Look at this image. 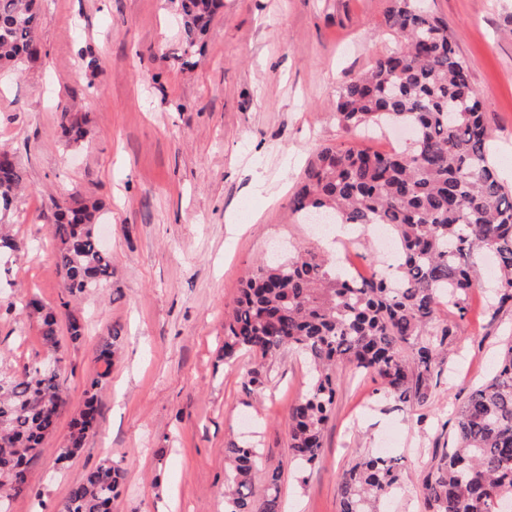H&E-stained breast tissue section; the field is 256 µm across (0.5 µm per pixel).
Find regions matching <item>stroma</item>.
I'll return each mask as SVG.
<instances>
[{
	"mask_svg": "<svg viewBox=\"0 0 512 512\" xmlns=\"http://www.w3.org/2000/svg\"><path fill=\"white\" fill-rule=\"evenodd\" d=\"M448 24L492 130L494 160L512 182V0H423ZM41 60L0 71V149L25 181L7 222L19 244L0 263V372L45 356L39 329L19 300L59 309L62 275L43 219L50 198L75 192L102 209L99 233L112 278L72 300L85 325L70 342L66 323L60 385L69 407L28 466L31 493L8 512H59L72 486L103 461L120 464L112 512H224L229 442L259 441L255 489L280 470L284 512H339L344 471L394 441L402 484L381 512H424L421 482L455 408L486 382L512 341V308L494 309L473 290L465 314L441 305L454 330L428 404L382 399L379 379L337 364L338 388L311 470L288 457V411L305 393L308 366L291 350L269 361L260 391L246 382L252 361L225 363L224 314L245 278L273 250L341 256L374 272L384 253L370 233L344 224L331 236L295 221L290 201L318 148L345 143L380 152L409 148L387 128L342 133L339 88L397 48L387 0H224L209 32L180 59L175 0H39ZM93 51L101 68L83 56ZM89 131L79 146L60 137L61 106ZM118 335L111 369L95 360ZM105 373L95 432L67 464L72 411Z\"/></svg>",
	"mask_w": 512,
	"mask_h": 512,
	"instance_id": "1",
	"label": "stroma"
}]
</instances>
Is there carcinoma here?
<instances>
[{"instance_id":"obj_1","label":"carcinoma","mask_w":512,"mask_h":512,"mask_svg":"<svg viewBox=\"0 0 512 512\" xmlns=\"http://www.w3.org/2000/svg\"><path fill=\"white\" fill-rule=\"evenodd\" d=\"M223 0H179L183 56L207 32ZM389 26L404 43L365 74L340 87L336 122L344 130L394 122L413 130L408 152L380 153L343 143L320 148L292 199L302 217L337 216L343 224H383L397 246L389 279L359 280L343 265L303 249L260 264L245 281L224 321V361L251 354L246 373L256 389L269 381L266 360L288 347L309 361V385L288 413L293 460L307 470L318 461L324 427L337 391L339 362L372 372L386 398L425 405L434 373L447 353L452 329L436 322L448 300L458 312L482 287L471 263L491 253L499 270L493 305L512 306V185L489 155L491 130L469 67L445 20L419 0H388ZM40 14L36 0H0V69L37 61ZM62 137L82 141L86 131L68 107L59 117ZM24 179L15 156L0 150V211L10 210ZM100 207L75 193L52 198L47 223L63 273L62 306L112 277V261L97 232ZM25 308L40 326L44 346L60 348L58 318L38 300ZM118 336L105 339L95 360L111 366ZM90 383L72 419L61 458L83 447L97 425L96 389ZM67 405L59 374L25 366L0 376V497L28 490L26 466L55 428ZM260 449L233 442L225 450L228 512H283L280 472L273 471L255 500L252 473ZM121 469L99 465L75 485L61 512H111ZM402 481L398 458L366 455L343 474L341 512H379L384 496ZM427 512H501L512 502V344L491 378L472 390L455 412L453 446L435 453L422 481Z\"/></svg>"}]
</instances>
